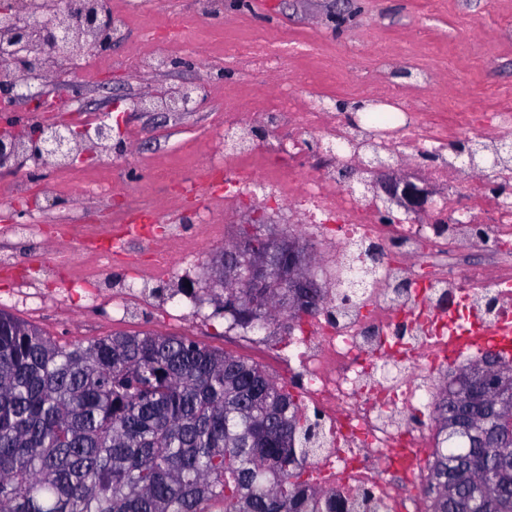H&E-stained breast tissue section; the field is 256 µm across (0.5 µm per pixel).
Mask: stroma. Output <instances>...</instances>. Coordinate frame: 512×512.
Masks as SVG:
<instances>
[{
  "label": "stroma",
  "mask_w": 512,
  "mask_h": 512,
  "mask_svg": "<svg viewBox=\"0 0 512 512\" xmlns=\"http://www.w3.org/2000/svg\"><path fill=\"white\" fill-rule=\"evenodd\" d=\"M130 18L129 41L110 54L95 55L92 67H62L48 82L35 87L53 100L49 112H35L24 103L11 112L13 123L34 129L40 122L65 121L81 127L89 120L114 123L112 153H83L62 174L53 168L25 164L0 170V188H21L23 182L59 178L63 189L26 208L22 223L29 234L0 220V253L16 267L57 263L58 249L48 239V226L72 227L77 238L98 235L115 209L131 203L156 204L157 223H167L166 203L197 205L196 194L183 183L206 162L208 150L224 143L221 114L229 99L265 88L269 79L255 66L233 61L228 51L237 41L263 42L285 33L298 44V55L312 58L330 50L349 75L348 86L335 87L336 101L351 108L368 102L381 83L405 90L414 112L447 109L444 84L415 89L416 69L438 76L450 74L461 57H469L474 80L489 79L512 99V0H349L337 11L336 0H138ZM405 42L417 52L403 65L386 67L381 56L389 44ZM148 48L167 59L166 67L133 72L123 59L130 48ZM192 82L203 99L191 112H139L134 102L143 90L165 92ZM137 148L127 152L129 134ZM116 185L115 195L86 201L87 182ZM258 233L277 242L293 241L317 253L313 231L289 223L275 203L242 201L230 211L215 210L207 226L185 223L184 255L154 279H145L152 242L125 236L121 250L98 259L78 243L67 248V267L37 280L49 303L31 310L18 294L28 281L0 274V308L37 325L47 336L86 343L115 333L152 332L185 337L258 364L268 375L295 370V350L285 349L287 321L256 332L255 343L242 342V328H229L218 312L207 268L224 249L239 243L247 221ZM135 285L139 297L128 302L125 290Z\"/></svg>",
  "instance_id": "obj_1"
}]
</instances>
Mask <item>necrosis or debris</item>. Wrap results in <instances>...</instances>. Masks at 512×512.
Listing matches in <instances>:
<instances>
[{
  "label": "necrosis or debris",
  "instance_id": "necrosis-or-debris-1",
  "mask_svg": "<svg viewBox=\"0 0 512 512\" xmlns=\"http://www.w3.org/2000/svg\"><path fill=\"white\" fill-rule=\"evenodd\" d=\"M254 121L224 115L234 149L224 154V206L277 198L301 223L326 230L319 255L335 311L289 337L298 353V390L317 406L323 444L311 478L324 493L352 501L354 512H427L419 489L435 451L426 427L430 403L449 365L477 358L490 337L512 336V106L469 112H409L399 89L381 86L382 109L358 124L326 94L307 103L292 88L256 92ZM276 123L279 170L256 163L258 124ZM326 161H310L312 140ZM481 144L461 159L457 142ZM418 168L436 194L428 212L383 221L371 154ZM359 171L362 193L343 191L336 175ZM492 237H485V230ZM379 254L369 288L344 304L345 279L358 247ZM389 480L380 478V471Z\"/></svg>",
  "mask_w": 512,
  "mask_h": 512
}]
</instances>
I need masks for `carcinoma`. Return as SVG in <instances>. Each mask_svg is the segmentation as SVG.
I'll return each instance as SVG.
<instances>
[{
  "instance_id": "1",
  "label": "carcinoma",
  "mask_w": 512,
  "mask_h": 512,
  "mask_svg": "<svg viewBox=\"0 0 512 512\" xmlns=\"http://www.w3.org/2000/svg\"><path fill=\"white\" fill-rule=\"evenodd\" d=\"M253 235L214 265L224 317L262 326L288 317L293 288L250 287ZM477 379L448 374L430 412L437 450L422 494L429 512H512V425L461 447L457 426ZM318 419L261 367L176 336L50 338L0 310V512H344L303 475Z\"/></svg>"
}]
</instances>
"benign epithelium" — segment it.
Instances as JSON below:
<instances>
[{"instance_id":"benign-epithelium-1","label":"benign epithelium","mask_w":512,"mask_h":512,"mask_svg":"<svg viewBox=\"0 0 512 512\" xmlns=\"http://www.w3.org/2000/svg\"><path fill=\"white\" fill-rule=\"evenodd\" d=\"M100 26L99 15L88 10L86 0H64L60 11L48 21H41L21 10L13 15L0 16V33L8 38L10 59L23 71L31 70L36 65L37 58L30 55L33 50V33L39 35V52L73 58L83 52V47L75 38L76 31L96 29ZM197 98V86L186 83L170 97L173 106L167 108V111L187 112L197 104ZM3 99L12 104L25 101L35 110H48L54 107L44 95L31 91V86L25 81L0 82V100ZM76 134L78 131L70 124L61 121L40 125L31 134L12 125H1L0 168L16 166L19 158L27 154H42L59 161L69 160ZM374 169L380 177L379 194L385 206L396 205L417 215L427 212L432 196V191L428 187L417 185L410 176L380 161ZM253 258L252 272H257L265 278L277 276L279 263L267 253L257 250ZM288 287H317L307 262L288 258ZM474 403L497 420L511 417L512 375L506 370L493 368L491 380L482 382L476 389Z\"/></svg>"}]
</instances>
